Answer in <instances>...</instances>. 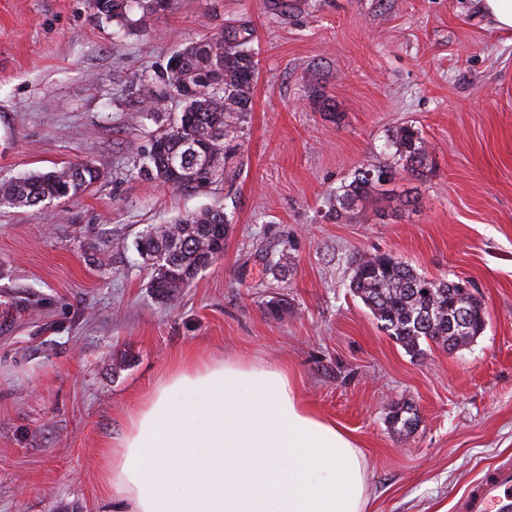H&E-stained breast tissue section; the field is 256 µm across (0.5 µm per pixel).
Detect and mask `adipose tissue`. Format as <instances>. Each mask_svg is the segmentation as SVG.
<instances>
[{
	"mask_svg": "<svg viewBox=\"0 0 512 512\" xmlns=\"http://www.w3.org/2000/svg\"><path fill=\"white\" fill-rule=\"evenodd\" d=\"M365 460L274 363L183 356L103 455L116 512H365Z\"/></svg>",
	"mask_w": 512,
	"mask_h": 512,
	"instance_id": "ef3b65f1",
	"label": "adipose tissue"
}]
</instances>
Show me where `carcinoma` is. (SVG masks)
Segmentation results:
<instances>
[{
	"label": "carcinoma",
	"mask_w": 512,
	"mask_h": 512,
	"mask_svg": "<svg viewBox=\"0 0 512 512\" xmlns=\"http://www.w3.org/2000/svg\"><path fill=\"white\" fill-rule=\"evenodd\" d=\"M153 0H90L97 17L130 30L146 27L156 14ZM251 30L227 26L224 30L173 51V69L160 76L159 90H150L138 101L139 116L166 123L152 134L151 145L138 174L177 190H195L190 182H173L169 163L187 153L184 139L192 137L210 145L216 156L212 181L224 175L229 156L228 138L240 137V125L251 109L257 74ZM224 54V67L214 68L213 58ZM178 101L182 110L166 112V103ZM394 164L359 170L353 180L336 191V215L355 210L371 197L387 194V185L406 173L425 175L428 147L413 125L395 130ZM102 178L90 161L48 171L29 172L0 186V207H34L77 195ZM229 219L224 211L206 209L190 213L173 224L149 227L137 241L139 254L152 261L151 288L170 299L187 287L197 273L224 253ZM350 288L381 322V327L407 351L420 353L428 341L452 351L481 335L486 327L484 304L455 281L432 280L386 253L361 255L354 263Z\"/></svg>",
	"instance_id": "obj_1"
}]
</instances>
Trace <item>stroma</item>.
Returning a JSON list of instances; mask_svg holds the SVG:
<instances>
[{"mask_svg":"<svg viewBox=\"0 0 512 512\" xmlns=\"http://www.w3.org/2000/svg\"><path fill=\"white\" fill-rule=\"evenodd\" d=\"M227 25L258 60L240 150L205 192L141 179L138 95ZM407 124L426 177L332 214ZM82 161L103 177L81 194L0 209V512H112L103 451L189 352L286 366L357 440L369 512H458L512 460V32L472 0H174L130 32L88 0H0V184ZM207 208L223 255L157 298L138 236ZM376 252L469 281L483 334L409 353L349 288Z\"/></svg>","mask_w":512,"mask_h":512,"instance_id":"obj_1","label":"stroma"}]
</instances>
